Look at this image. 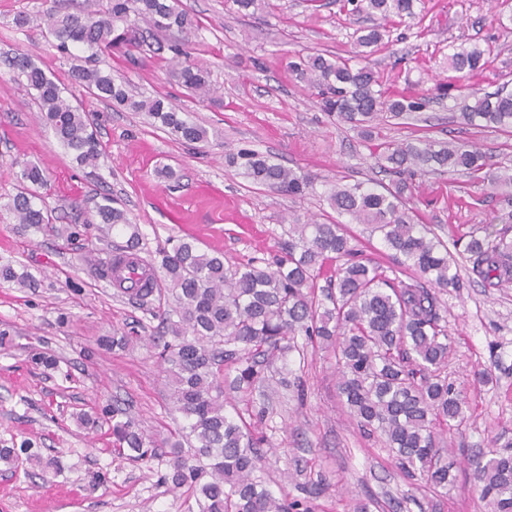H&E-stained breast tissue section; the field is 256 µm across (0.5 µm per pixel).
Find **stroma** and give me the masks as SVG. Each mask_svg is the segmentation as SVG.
Segmentation results:
<instances>
[{
	"instance_id": "1",
	"label": "stroma",
	"mask_w": 512,
	"mask_h": 512,
	"mask_svg": "<svg viewBox=\"0 0 512 512\" xmlns=\"http://www.w3.org/2000/svg\"><path fill=\"white\" fill-rule=\"evenodd\" d=\"M180 3L198 21L179 39L209 75L208 99L171 79L167 49L121 43L98 65L124 77L140 96L169 98L209 129V145L179 141L144 113L71 88V102L89 113L102 149L97 168L80 166L39 121L30 90L0 68V264L26 268L40 281L36 289L0 282V443L29 440L43 458L62 456L65 466L45 479L40 467L13 471L0 463V512H189L187 493L161 480L164 458L146 463L118 455L110 430L93 433L76 420L77 413L116 403L159 446L181 424L170 409L158 350L147 342L162 331L152 304L117 293L82 260L126 244V234L102 236L94 212L100 195L117 199L137 225L147 260L169 238L189 237L237 263L281 253L290 225L327 214L336 181L387 179L372 141L322 111L287 66L298 54H357V34L371 20L346 0H260L247 16L228 0ZM54 4L67 8L73 0H0V55L28 54L71 87L69 73L85 64L86 54L76 48L62 55L47 45L36 18ZM21 12L35 18L24 30L14 24ZM422 14L419 23L386 25L368 60L394 88L430 94L445 83L450 96L405 124L381 125L380 138L468 141L491 156L495 171L512 175V133L464 124L452 106L477 89L512 91V0H424ZM463 41L491 47L482 73L448 69L450 45ZM243 148L308 173L314 192L294 198L253 185L225 162L227 153ZM23 161L45 168L41 194L58 223L78 226L73 240L18 233L3 210L17 191ZM415 185L408 206L447 242L463 282L436 293L451 341L448 380L469 402L467 421L444 435L454 484L436 492L407 478L383 438L359 429L340 400L332 351L279 352L269 385L250 395L225 391L226 409L263 436L260 477L272 493L295 497L298 484L320 487L313 512H357L363 504L368 512H485L468 460L512 442V282L483 283L465 251L473 236L512 242V184L454 174L419 176ZM132 331L141 343L98 346L103 337ZM37 350L54 353L58 368L33 363ZM96 472L108 481L93 490Z\"/></svg>"
}]
</instances>
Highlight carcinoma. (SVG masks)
<instances>
[{
	"label": "carcinoma",
	"mask_w": 512,
	"mask_h": 512,
	"mask_svg": "<svg viewBox=\"0 0 512 512\" xmlns=\"http://www.w3.org/2000/svg\"><path fill=\"white\" fill-rule=\"evenodd\" d=\"M85 0L74 11L50 9L42 21L50 47L62 54L76 46L94 62L112 45L140 29L153 36L182 33L194 26L179 7V0ZM354 10L387 20L393 16L414 18L415 0H348ZM177 63L175 81L203 97L211 88L207 77L188 61L182 44L169 45ZM491 48L461 43L448 53V68L469 73L483 70ZM12 77L35 91L39 118L58 141L73 152L77 163L95 167L102 155L88 115L63 96L65 88L48 77L31 58L17 53L4 60ZM295 78L315 91L323 111L364 131L381 120H399L421 112L433 99L449 97L448 86L439 84L435 97L386 87V80L371 63H352L341 56H296L288 62ZM71 84L104 101L145 112L161 126L191 144L208 142L205 127L182 117L163 98L136 99L123 79L90 65L75 68ZM466 123L512 129V93L485 94L462 107ZM381 168L395 179L385 184L367 179L336 184L327 202L339 216L355 224H368L393 252L398 270L362 257L352 245L344 224L313 221L295 224L288 250L268 262L253 258L226 264L224 257L198 248L191 238L171 240V248L159 252V269L165 287L158 294L172 297L159 311L163 334L151 337L161 348L160 363L170 388L172 411L184 425L167 439L170 448L162 478L174 490L191 492L196 512H310L306 498L318 488L298 484L303 499L277 498L255 476L264 459L262 439L251 424L226 413L224 361L237 365L233 388L253 391L266 381L270 356L275 352L300 351L296 337L311 345L333 350L339 373V392L349 413L363 431L385 437L390 450L409 474H419L435 488L452 482L450 466L442 461L438 423L461 425L467 403L448 381V332L441 325L435 294L419 279L438 288H459L458 263L448 244L425 224L415 221L404 206L412 193L417 173H481L497 181L511 182V175L490 171L487 156L468 143H450L427 137L379 144ZM228 165L242 170L252 184L285 195L303 196L314 181L273 156L241 149L227 157ZM47 183L37 164H21L17 193L4 204L17 230L49 231L70 239L69 225L52 223V210L38 189ZM100 223L111 232L131 230L128 246L140 244V234L129 224L126 212L108 195L96 205ZM467 252L477 259L476 271L484 281H512V248L487 238H471ZM336 262L325 284L323 269ZM418 278L406 283L397 273ZM0 281L21 288H35L37 280L11 264L0 265ZM112 435L127 456L136 461L157 457V448L124 409L113 406ZM42 464L31 443L0 448V462L19 466L22 461ZM480 498L490 512H512V454L489 450L469 459Z\"/></svg>",
	"instance_id": "carcinoma-1"
}]
</instances>
